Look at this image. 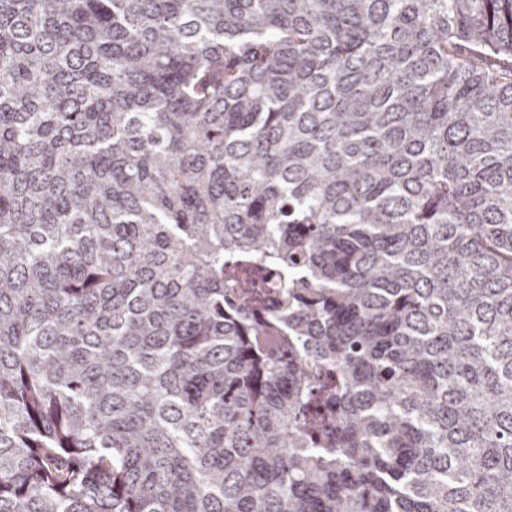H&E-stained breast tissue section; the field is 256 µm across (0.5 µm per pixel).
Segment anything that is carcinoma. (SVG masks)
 I'll return each mask as SVG.
<instances>
[{
  "instance_id": "carcinoma-1",
  "label": "carcinoma",
  "mask_w": 512,
  "mask_h": 512,
  "mask_svg": "<svg viewBox=\"0 0 512 512\" xmlns=\"http://www.w3.org/2000/svg\"><path fill=\"white\" fill-rule=\"evenodd\" d=\"M0 512H512V0H0Z\"/></svg>"
}]
</instances>
